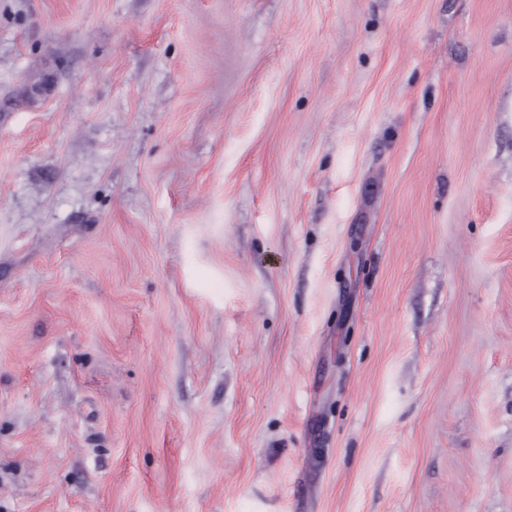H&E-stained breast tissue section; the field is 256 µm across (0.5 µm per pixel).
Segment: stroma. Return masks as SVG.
<instances>
[{
    "label": "stroma",
    "instance_id": "35a3bbf8",
    "mask_svg": "<svg viewBox=\"0 0 512 512\" xmlns=\"http://www.w3.org/2000/svg\"><path fill=\"white\" fill-rule=\"evenodd\" d=\"M0 512H512V0H0Z\"/></svg>",
    "mask_w": 512,
    "mask_h": 512
}]
</instances>
